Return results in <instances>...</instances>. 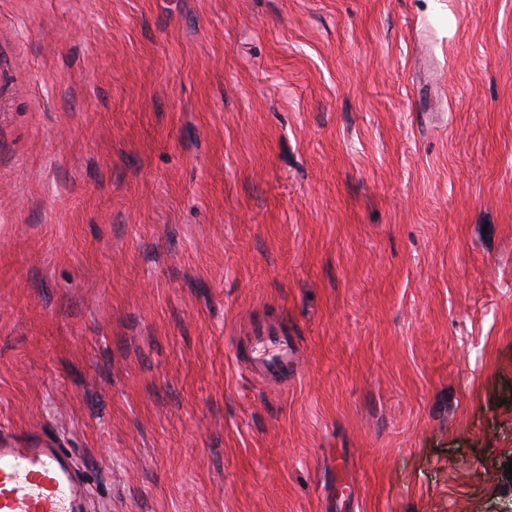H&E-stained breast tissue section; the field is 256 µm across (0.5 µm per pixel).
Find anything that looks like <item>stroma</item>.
Instances as JSON below:
<instances>
[{
    "label": "stroma",
    "instance_id": "1",
    "mask_svg": "<svg viewBox=\"0 0 512 512\" xmlns=\"http://www.w3.org/2000/svg\"><path fill=\"white\" fill-rule=\"evenodd\" d=\"M0 428L102 512H512V0H0ZM247 369L278 388L288 387V381L299 373L301 358L295 337L288 330L270 322L253 327L250 350L245 361Z\"/></svg>",
    "mask_w": 512,
    "mask_h": 512
}]
</instances>
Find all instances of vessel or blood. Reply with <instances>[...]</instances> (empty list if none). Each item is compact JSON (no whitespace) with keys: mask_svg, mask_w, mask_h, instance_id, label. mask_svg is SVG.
I'll return each instance as SVG.
<instances>
[{"mask_svg":"<svg viewBox=\"0 0 512 512\" xmlns=\"http://www.w3.org/2000/svg\"><path fill=\"white\" fill-rule=\"evenodd\" d=\"M294 337L269 322L253 328L247 369L287 387L300 370ZM89 488L72 453L51 434L0 433V512H88Z\"/></svg>","mask_w":512,"mask_h":512,"instance_id":"obj_1","label":"vessel or blood"}]
</instances>
